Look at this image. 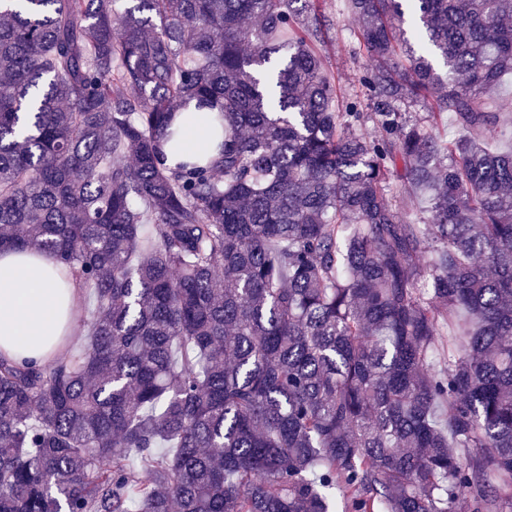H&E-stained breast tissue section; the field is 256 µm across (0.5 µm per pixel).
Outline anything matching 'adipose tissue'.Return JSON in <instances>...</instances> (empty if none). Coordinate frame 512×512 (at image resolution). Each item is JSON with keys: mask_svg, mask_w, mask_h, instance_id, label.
<instances>
[{"mask_svg": "<svg viewBox=\"0 0 512 512\" xmlns=\"http://www.w3.org/2000/svg\"><path fill=\"white\" fill-rule=\"evenodd\" d=\"M55 265L45 252L0 253V353L36 366L46 362L43 345L61 331L64 302H78L83 293L75 279L58 290Z\"/></svg>", "mask_w": 512, "mask_h": 512, "instance_id": "1", "label": "adipose tissue"}]
</instances>
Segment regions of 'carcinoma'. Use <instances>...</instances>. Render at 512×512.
<instances>
[{"instance_id":"obj_1","label":"carcinoma","mask_w":512,"mask_h":512,"mask_svg":"<svg viewBox=\"0 0 512 512\" xmlns=\"http://www.w3.org/2000/svg\"><path fill=\"white\" fill-rule=\"evenodd\" d=\"M116 2L0 0V250L95 300L0 512H512V0H347L352 91L323 0ZM324 1L321 24L326 38L324 43H316V48L336 85L350 90L358 86L365 53L351 36L356 24L347 17L346 0Z\"/></svg>"}]
</instances>
